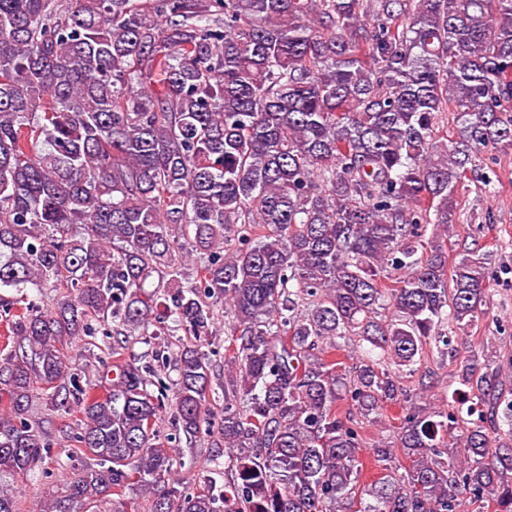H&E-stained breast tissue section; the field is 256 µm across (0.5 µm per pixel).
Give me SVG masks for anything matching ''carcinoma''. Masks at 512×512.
<instances>
[{"label": "carcinoma", "instance_id": "1", "mask_svg": "<svg viewBox=\"0 0 512 512\" xmlns=\"http://www.w3.org/2000/svg\"><path fill=\"white\" fill-rule=\"evenodd\" d=\"M492 150L512 152V0H0V289L59 294L0 297L20 349L0 357V512L51 448L38 390L82 415L95 461L48 512H126L136 488L149 512H512V362L449 350L490 299L487 254L450 266L448 237ZM219 303L216 426L197 345L170 395L117 340L112 388L69 373L68 341L101 323L199 342ZM349 342L369 345L351 365ZM439 343L458 388L404 404L393 368ZM168 400L224 447V488L169 486ZM389 404L384 473L362 484ZM401 415V409L398 405H388L385 410L383 411V417L381 423H376L373 426L368 427V439L367 444L365 445L366 448H362V458L364 461H368L373 459V454L370 448L376 442L379 438H387L385 441H392L391 436L392 432L391 428H389L390 425H398L399 421L394 420V418ZM390 434V436H389Z\"/></svg>", "mask_w": 512, "mask_h": 512}]
</instances>
